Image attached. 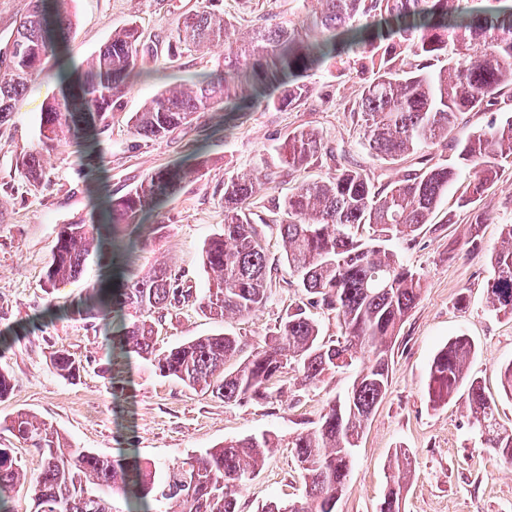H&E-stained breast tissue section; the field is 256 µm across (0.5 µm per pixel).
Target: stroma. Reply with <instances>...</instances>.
<instances>
[{
    "label": "stroma",
    "mask_w": 512,
    "mask_h": 512,
    "mask_svg": "<svg viewBox=\"0 0 512 512\" xmlns=\"http://www.w3.org/2000/svg\"><path fill=\"white\" fill-rule=\"evenodd\" d=\"M202 0H71L74 26L64 53L79 68L107 43L114 30L134 25L143 39L167 45L183 14ZM231 22L249 26L264 18L276 23L297 20L316 9L315 0H219ZM223 45L176 57L162 54L140 63L129 77L119 111L110 113L101 148L104 163L97 175L82 171L72 145L47 155L48 180L31 186L14 173L19 156L38 143L45 104L56 83L45 76L30 83L7 123L0 126V332L26 324L50 302L64 305L83 296L103 269L90 260L79 278L48 289L45 277L57 235L63 225L90 222L100 204L134 188L151 171L183 161L200 149L209 158L203 175L190 178L163 209L166 228L147 247L129 254L139 272L164 262L184 283L204 292L209 275L202 252L224 223L225 177L258 167L272 172L270 189L252 198L250 209L265 218L262 235L269 258H279L282 242L272 206L295 185L280 172L276 150L288 133L312 128L324 150L305 172L317 181L346 163L375 181L398 179L406 161L386 164L362 144L355 100L369 76L357 66L331 64L310 78V95L293 110L255 107L233 121L211 112L172 133L151 140L136 137L129 118L144 102L171 84L189 83L216 72ZM458 188H450L437 216L410 240L395 239L389 249L422 278L417 306L401 327L389 371V389L376 407L358 443L347 488L337 512H380L387 491L393 453L402 448L414 467L402 493L400 512H512V462L489 451L473 425L465 388L448 403L433 405L429 371L435 354L448 340L464 336L475 346L467 375L481 382L497 401L499 421L512 428V399L502 396L500 367L512 361V315L492 310L486 299L490 255L512 224V166L498 186L476 207L461 206ZM489 214L479 225L475 216ZM476 245H469V237ZM301 296L295 277L273 274L270 298L244 318L221 320L188 305L171 311L159 328L157 345L166 349L192 337L224 332L250 344L271 334L288 307ZM63 348L80 357L79 378L57 376L50 364L53 350ZM0 371L11 379V394L0 399V424L19 412L52 426L75 448L102 457L118 449H136L141 458L163 466L230 440L260 433L279 438L310 429L327 402L343 394L352 373H336L305 390L284 385L277 400L224 402L165 378L149 361L122 365L128 389L113 399L102 331L82 320L61 318L19 337L0 354ZM0 448L11 449L23 462L11 506L30 512V487L38 465L34 449L0 427ZM306 494L305 483L289 448H279L260 473L236 497L239 512H261L276 501L290 504Z\"/></svg>",
    "instance_id": "1"
}]
</instances>
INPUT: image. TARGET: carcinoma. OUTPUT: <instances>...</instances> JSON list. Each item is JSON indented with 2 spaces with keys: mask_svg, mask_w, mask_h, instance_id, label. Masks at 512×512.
<instances>
[{
  "mask_svg": "<svg viewBox=\"0 0 512 512\" xmlns=\"http://www.w3.org/2000/svg\"><path fill=\"white\" fill-rule=\"evenodd\" d=\"M69 0H28L0 44V125L15 111L28 83L60 59L73 28ZM217 0L180 18L168 55L224 44L221 71L191 84H173L131 118L133 134L160 138L206 112H245L261 105L295 108L308 96V78L328 62H352L370 75L357 101L365 145L383 160L398 161L436 145L464 112H481L512 88V0H316L318 9L297 21L262 23L247 33L224 19ZM157 53L139 31L112 32L81 69L59 66L57 93L42 113L38 148L16 161L19 178L36 186L46 180L44 155L75 141L80 165L94 174L108 112L120 102L138 63ZM322 149L319 133L296 129L279 161L296 186L277 201L284 250L278 265L295 276L305 301L281 316L272 334L250 348L224 333L199 336L168 349L156 347L155 328L170 310L193 302L213 316L245 317L269 299L272 265L247 201L270 184L253 172L224 179V227L206 244L203 266L212 272L202 294L184 287L181 275L158 265L136 275L119 263L114 242L141 244L165 225L145 216L202 173L208 158L175 164L145 175L125 195L102 206L88 224H66L54 245L47 287L77 278L95 255L106 274L75 303H48L42 317H78L106 333L111 365L132 357L148 360L163 377L211 393L225 402L270 403L278 397L285 369L304 388L355 365L351 390L328 403L317 425L288 438L302 471L306 497L264 512H336L350 473L353 448L389 386L391 353L402 324L421 294V275L404 266L383 243L413 235L431 223L448 189L468 173L460 199L466 206L487 195L500 171L512 165V114L457 146L453 165L435 163L407 170L391 183H376L343 168L318 182L302 173ZM372 231L362 239L361 231ZM487 281L490 307L512 314V225L491 255ZM336 313L341 335L326 341L311 310ZM475 351L467 339L448 341L430 367L433 404L448 401L468 381L467 400L486 443L512 461V430L498 421L495 401L466 362ZM236 360L232 367L230 360ZM55 373L75 379L82 362L65 349L50 355ZM5 429L35 448L41 467L31 487L33 512H112L109 491L119 492L126 512H239L234 492L256 475L269 453L282 445L263 433L207 448L160 470L125 448L107 459L71 447L58 432L19 412ZM409 458L395 451L390 488L380 512H399ZM19 462L0 448V512H12L11 493Z\"/></svg>",
  "mask_w": 512,
  "mask_h": 512,
  "instance_id": "obj_1",
  "label": "carcinoma"
}]
</instances>
